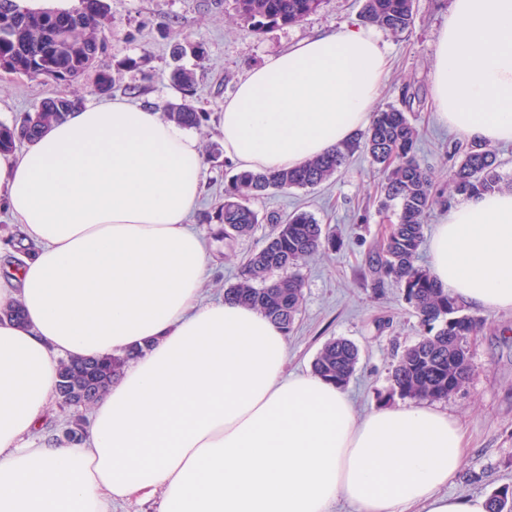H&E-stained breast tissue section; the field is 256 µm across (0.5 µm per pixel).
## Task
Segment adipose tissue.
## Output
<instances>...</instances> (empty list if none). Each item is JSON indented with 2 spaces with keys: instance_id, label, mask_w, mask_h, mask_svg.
<instances>
[{
  "instance_id": "obj_1",
  "label": "adipose tissue",
  "mask_w": 512,
  "mask_h": 512,
  "mask_svg": "<svg viewBox=\"0 0 512 512\" xmlns=\"http://www.w3.org/2000/svg\"><path fill=\"white\" fill-rule=\"evenodd\" d=\"M388 71L377 31L352 25L268 57L224 101V156L294 168L368 126ZM437 120L512 142V0H451L432 70ZM198 136L154 108L93 102L22 152L0 191L36 249L0 277V512H112L160 494L159 512H487L447 495L464 462L457 419L425 404L359 416L347 392L285 371L263 313L202 303L207 258L189 226L202 193ZM430 270L459 301L512 310V191L451 205ZM139 348L92 407L77 444L31 439L61 358Z\"/></svg>"
}]
</instances>
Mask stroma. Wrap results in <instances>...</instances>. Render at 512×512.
<instances>
[{
	"label": "stroma",
	"instance_id": "35a3bbf8",
	"mask_svg": "<svg viewBox=\"0 0 512 512\" xmlns=\"http://www.w3.org/2000/svg\"><path fill=\"white\" fill-rule=\"evenodd\" d=\"M451 0H415V22L402 34L383 33L390 68L378 105L409 104L418 131L416 156L430 169L438 200L425 218L426 231L441 222L448 204V176L457 160L455 148L467 140L439 125L433 115L430 70L438 31ZM362 0H327L323 9L298 25L274 28L257 35L234 17L232 0H112V19L106 35L107 64L126 56L140 59L138 69L117 77L116 96L125 87L136 90L131 100L164 107L181 99L167 78L172 53L182 49V62L196 73L195 105L209 119L197 133L201 142H220V112L224 99L247 69L317 33L356 24ZM95 74L86 72L70 84L31 80L0 71V122L12 123L32 111L47 96L64 93L96 101ZM223 155L208 157L206 183L191 226L206 245L209 276L203 287L208 300H220L235 284L243 262L270 233L257 225L247 237L225 246L217 240V224L204 217L223 202L224 185L236 173ZM381 177L364 153H356L340 174L316 188L272 191L252 201L259 214L311 213L326 225L336 247L304 258L297 271L304 300L293 331L288 334V371H310L312 361L328 339L355 342L360 361L347 392L359 413L384 406L389 374L403 349L418 339L416 317L401 290L391 280L376 282L366 263L386 225L396 223L399 211L384 203ZM485 325L470 342L473 373L469 383L436 406L460 419L466 429L467 452L451 494L489 496L512 487V310L479 311Z\"/></svg>",
	"mask_w": 512,
	"mask_h": 512
}]
</instances>
